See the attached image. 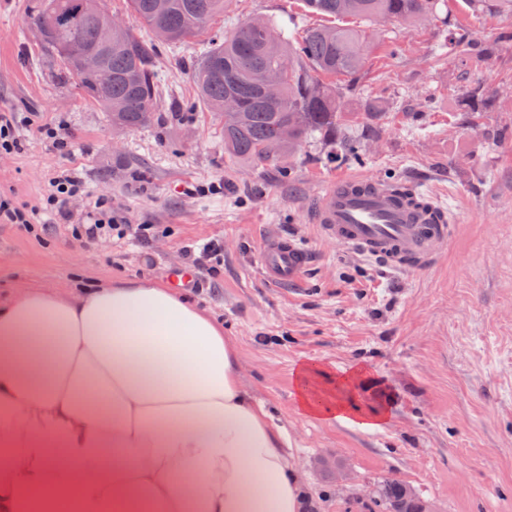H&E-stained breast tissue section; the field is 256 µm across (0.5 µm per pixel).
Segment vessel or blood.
<instances>
[{
	"label": "vessel or blood",
	"instance_id": "obj_1",
	"mask_svg": "<svg viewBox=\"0 0 512 512\" xmlns=\"http://www.w3.org/2000/svg\"><path fill=\"white\" fill-rule=\"evenodd\" d=\"M312 221L323 238L344 250L404 271L430 267L447 244L453 217L435 198L418 189L405 196L366 177L336 180L318 196ZM265 278L288 285L299 282L309 251L282 236L265 241L258 256Z\"/></svg>",
	"mask_w": 512,
	"mask_h": 512
}]
</instances>
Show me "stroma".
I'll list each match as a JSON object with an SVG mask.
<instances>
[{
  "label": "stroma",
  "instance_id": "35a3bbf8",
  "mask_svg": "<svg viewBox=\"0 0 512 512\" xmlns=\"http://www.w3.org/2000/svg\"><path fill=\"white\" fill-rule=\"evenodd\" d=\"M30 0H0V110L33 114L21 151L0 154V196L39 210L52 178L81 182L69 209L83 220L98 199L124 223L161 228L149 243L74 238L48 224L36 239L0 224V292L17 285L62 294L111 280L169 282L192 267L184 248L216 239L217 275L189 292L222 321L246 386L288 433V455L306 493L304 512H383L367 491L384 479L406 484L436 512H512V13L441 0L440 18L494 47L472 68L437 59L438 20H348L375 33L366 74L349 96L386 104L361 158L334 161L313 136L280 166H257L224 149V125L203 108L190 69L206 36L156 45L160 92L153 125L113 130L74 84L34 51L25 23ZM255 16L289 32L332 17L305 14L299 0H228L214 26ZM491 96L477 127L458 121L467 82ZM63 122L73 148L61 158L38 127ZM368 176L434 191L457 222L429 268L398 272L321 239L311 222L316 196L333 180ZM286 236L311 253L301 284L274 286L260 274L266 237ZM344 376L360 370L356 396L385 406L368 429L299 414L300 363ZM317 458L342 465L314 468Z\"/></svg>",
  "mask_w": 512,
  "mask_h": 512
}]
</instances>
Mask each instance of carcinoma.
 Wrapping results in <instances>:
<instances>
[{
  "label": "carcinoma",
  "mask_w": 512,
  "mask_h": 512,
  "mask_svg": "<svg viewBox=\"0 0 512 512\" xmlns=\"http://www.w3.org/2000/svg\"><path fill=\"white\" fill-rule=\"evenodd\" d=\"M134 16L155 40L177 43L201 34L224 15V0H167L161 12L155 0H128ZM309 12L333 18L369 21L392 18L404 23L429 21L439 0H301ZM107 0H33L27 16L31 27L43 28L48 39L36 46L38 55L53 62L59 75L74 82L84 98L107 113L112 128L135 131L152 123L159 75L152 46L132 29L98 43ZM374 46L373 35L354 28L309 27L298 38L285 36L274 20L244 21L203 48L191 71L199 102L212 110L228 99L238 102L224 113V147L234 156L256 164L280 163L317 134L336 158L357 156L346 98L362 78ZM448 51L471 57V44L459 33H448ZM86 53L98 54L111 71V83L100 88L79 67ZM489 97L477 85L467 90L466 125L488 111ZM402 483L383 480L377 498L384 508L399 500Z\"/></svg>",
  "instance_id": "obj_1"
}]
</instances>
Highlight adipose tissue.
Masks as SVG:
<instances>
[{"label": "adipose tissue", "mask_w": 512, "mask_h": 512, "mask_svg": "<svg viewBox=\"0 0 512 512\" xmlns=\"http://www.w3.org/2000/svg\"><path fill=\"white\" fill-rule=\"evenodd\" d=\"M297 370L320 421L381 427ZM288 437L246 388L223 324L139 281L0 297V512H303Z\"/></svg>", "instance_id": "1"}]
</instances>
